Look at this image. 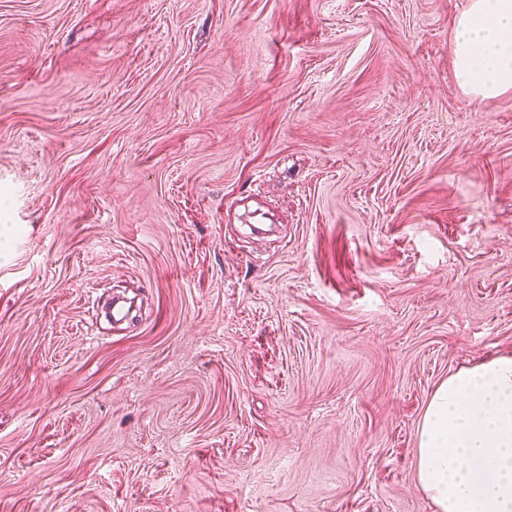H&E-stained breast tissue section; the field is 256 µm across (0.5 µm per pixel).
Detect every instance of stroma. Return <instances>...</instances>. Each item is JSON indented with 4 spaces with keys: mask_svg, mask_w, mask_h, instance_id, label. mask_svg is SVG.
<instances>
[{
    "mask_svg": "<svg viewBox=\"0 0 512 512\" xmlns=\"http://www.w3.org/2000/svg\"><path fill=\"white\" fill-rule=\"evenodd\" d=\"M470 2L0 0V512H434L429 400L512 355Z\"/></svg>",
    "mask_w": 512,
    "mask_h": 512,
    "instance_id": "stroma-1",
    "label": "stroma"
}]
</instances>
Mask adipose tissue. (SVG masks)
Returning a JSON list of instances; mask_svg holds the SVG:
<instances>
[{
	"label": "adipose tissue",
	"mask_w": 512,
	"mask_h": 512,
	"mask_svg": "<svg viewBox=\"0 0 512 512\" xmlns=\"http://www.w3.org/2000/svg\"><path fill=\"white\" fill-rule=\"evenodd\" d=\"M454 64L475 97L512 90V0H471L456 22ZM418 442L419 483L435 512H512V356L442 382Z\"/></svg>",
	"instance_id": "obj_1"
}]
</instances>
